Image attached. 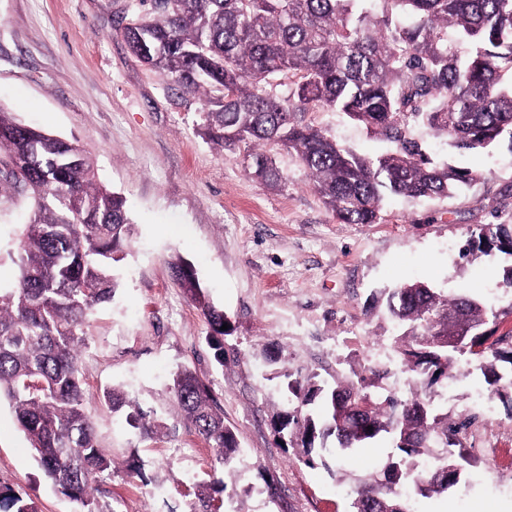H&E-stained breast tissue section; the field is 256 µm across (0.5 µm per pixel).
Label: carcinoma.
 Instances as JSON below:
<instances>
[{"instance_id": "obj_1", "label": "carcinoma", "mask_w": 512, "mask_h": 512, "mask_svg": "<svg viewBox=\"0 0 512 512\" xmlns=\"http://www.w3.org/2000/svg\"><path fill=\"white\" fill-rule=\"evenodd\" d=\"M364 0H139L123 29L130 50L165 81L202 101L206 135L223 147L244 145L248 172L269 189L288 179L264 151L294 154L315 191L344 224H377L385 197L445 198L478 180L472 167L433 164L412 135L422 125L459 150L512 142V0H381L373 14ZM470 50L462 56L458 40ZM345 114L390 144L365 156L340 146L306 114ZM0 157L16 171L0 181L29 194L17 253L18 277L0 289V400L14 409L46 478L81 507L103 512L94 484L112 473L86 406L76 346L86 343L96 306L119 288L115 265L131 240L121 196L97 181L95 163L75 140L15 121L0 110ZM512 255V223L478 224L461 254ZM185 290L203 310L216 359L224 360L229 331L224 312L202 300L199 284ZM400 330L397 349L423 387L448 381L456 357L472 352L457 337L492 338L499 314L467 293L443 295L407 282L386 299ZM512 366V334L493 338L479 354L485 382L497 385L499 364ZM364 377L326 387L308 376L287 382L270 424L280 445L306 464L360 448L382 436L393 441L383 478L359 482L349 512H416L414 497L430 498L463 476L454 447L468 426L453 424L421 391H372ZM179 410L224 459L239 453L224 413L190 369L171 387ZM104 402L149 434L166 424L146 414L124 391ZM432 448L447 455L431 467L418 458ZM0 512H38L35 502L0 487Z\"/></svg>"}]
</instances>
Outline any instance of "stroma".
I'll return each instance as SVG.
<instances>
[{
  "mask_svg": "<svg viewBox=\"0 0 512 512\" xmlns=\"http://www.w3.org/2000/svg\"><path fill=\"white\" fill-rule=\"evenodd\" d=\"M138 0H0V110L78 141L100 182L122 194L133 222L119 268L120 287L92 315L81 370L101 448L112 475L101 483L104 512H200L202 495L227 479L239 512H349L357 478L392 451L388 439L343 462L313 468L279 447L270 425L281 379L332 385L377 368L383 388L410 391L417 378L394 350L385 295L407 281L441 293L466 292L499 310L512 332V256L473 261L460 249L475 225L512 209V143L473 154L422 127L414 137L439 163L473 167L480 180L443 200L385 201L376 224H344L312 187L296 158L273 152L286 189L248 174L244 148H224L201 128V104L164 81L130 50L123 27ZM315 127L362 154L385 141L339 112H310ZM28 200L0 196V287L18 273L14 259ZM185 262L206 299L231 325L216 359L211 329L174 276ZM190 369L224 410L240 462L225 478L217 451L178 416L170 385ZM121 387L172 433L130 428L102 400ZM484 393L487 408L476 395ZM431 395L459 434L464 476L448 492L419 499L420 512H512V384L491 390L471 356L460 358ZM137 468L138 477L127 474ZM0 486L32 498L38 512H75L45 478L8 402L0 403Z\"/></svg>",
  "mask_w": 512,
  "mask_h": 512,
  "instance_id": "obj_1",
  "label": "stroma"
}]
</instances>
